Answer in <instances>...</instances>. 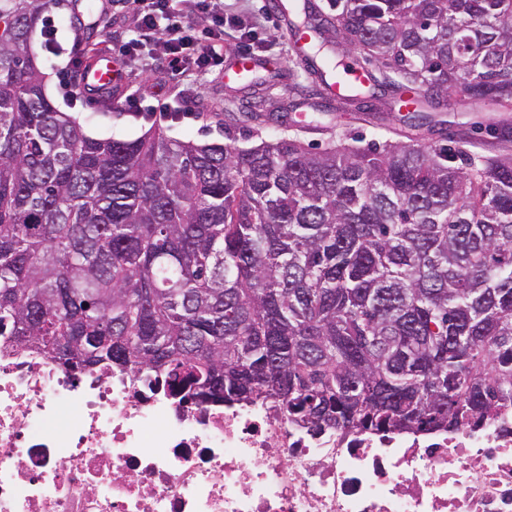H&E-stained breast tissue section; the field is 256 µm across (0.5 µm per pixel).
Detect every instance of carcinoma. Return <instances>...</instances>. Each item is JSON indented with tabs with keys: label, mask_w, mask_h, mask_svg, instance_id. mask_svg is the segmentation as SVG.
Segmentation results:
<instances>
[{
	"label": "carcinoma",
	"mask_w": 512,
	"mask_h": 512,
	"mask_svg": "<svg viewBox=\"0 0 512 512\" xmlns=\"http://www.w3.org/2000/svg\"><path fill=\"white\" fill-rule=\"evenodd\" d=\"M65 0H0V336L73 377H162L311 430L452 432L512 406V153L88 135L32 50ZM292 3L313 74L359 54L428 120L512 108V0ZM369 88L340 104L360 108Z\"/></svg>",
	"instance_id": "cac0c4a2"
}]
</instances>
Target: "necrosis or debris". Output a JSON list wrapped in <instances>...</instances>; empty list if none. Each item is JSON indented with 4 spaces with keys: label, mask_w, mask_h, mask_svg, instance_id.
Here are the masks:
<instances>
[{
    "label": "necrosis or debris",
    "mask_w": 512,
    "mask_h": 512,
    "mask_svg": "<svg viewBox=\"0 0 512 512\" xmlns=\"http://www.w3.org/2000/svg\"><path fill=\"white\" fill-rule=\"evenodd\" d=\"M0 512H512V407L313 436L266 402L185 406L0 337Z\"/></svg>",
    "instance_id": "1"
}]
</instances>
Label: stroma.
I'll return each instance as SVG.
<instances>
[{
  "label": "stroma",
  "mask_w": 512,
  "mask_h": 512,
  "mask_svg": "<svg viewBox=\"0 0 512 512\" xmlns=\"http://www.w3.org/2000/svg\"><path fill=\"white\" fill-rule=\"evenodd\" d=\"M224 61L202 76L170 79L166 70L142 62L120 91L94 96L75 92L76 63L103 50L120 49L136 26L131 0H96L94 17H79L73 0L51 14L57 27L55 52H48L42 35H34L33 49L49 75L47 92L61 111L71 115L94 136L133 139L152 125L168 136L200 143L224 138L231 120L265 139L288 135L316 150L337 138L363 146L401 139L409 123L407 112H339L321 97L308 74V61L293 49L287 35L288 16L271 0H224ZM255 62L253 76L231 82L226 71L242 56ZM178 86L185 107L180 118L164 113L169 86ZM136 101H129V94ZM433 118L438 121L436 142L452 140L480 156L512 152V140L500 130L512 127V112L498 107L466 110L459 96L448 97Z\"/></svg>",
  "instance_id": "obj_1"
}]
</instances>
